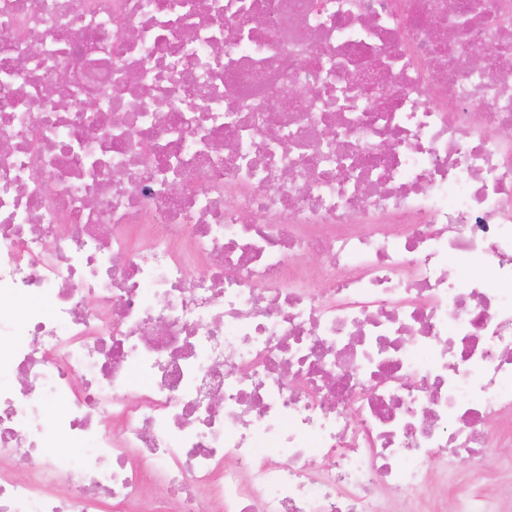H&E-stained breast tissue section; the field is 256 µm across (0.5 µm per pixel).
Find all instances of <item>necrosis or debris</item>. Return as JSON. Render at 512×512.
Returning a JSON list of instances; mask_svg holds the SVG:
<instances>
[{
	"label": "necrosis or debris",
	"mask_w": 512,
	"mask_h": 512,
	"mask_svg": "<svg viewBox=\"0 0 512 512\" xmlns=\"http://www.w3.org/2000/svg\"><path fill=\"white\" fill-rule=\"evenodd\" d=\"M508 130L512 0H0V512H387L487 462Z\"/></svg>",
	"instance_id": "necrosis-or-debris-1"
}]
</instances>
